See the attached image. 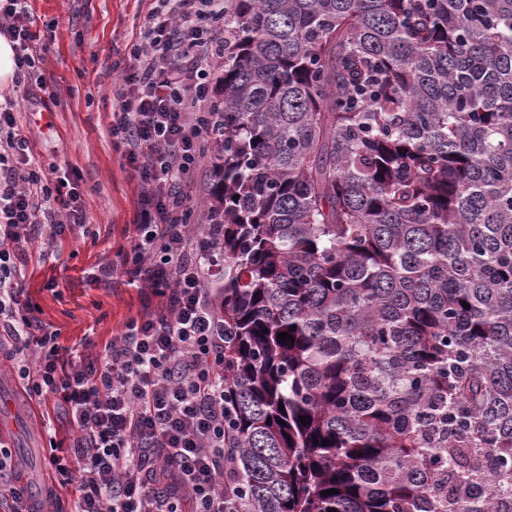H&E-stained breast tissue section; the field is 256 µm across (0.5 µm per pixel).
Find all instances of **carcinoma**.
<instances>
[{
  "label": "carcinoma",
  "instance_id": "1",
  "mask_svg": "<svg viewBox=\"0 0 512 512\" xmlns=\"http://www.w3.org/2000/svg\"><path fill=\"white\" fill-rule=\"evenodd\" d=\"M215 92L224 512H512V0H224Z\"/></svg>",
  "mask_w": 512,
  "mask_h": 512
}]
</instances>
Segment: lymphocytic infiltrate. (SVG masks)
Segmentation results:
<instances>
[{
    "mask_svg": "<svg viewBox=\"0 0 512 512\" xmlns=\"http://www.w3.org/2000/svg\"><path fill=\"white\" fill-rule=\"evenodd\" d=\"M30 22L27 0H0L21 84L51 51ZM223 26L224 0H150L112 91L109 129L139 177L125 264L144 299L95 358L60 347L20 262L27 246L86 224L83 194L69 168L36 160L14 103L0 105V367L73 430L48 439L40 500L0 444L7 512H60L65 492L69 512H224V226L215 213L186 220L203 147L223 134L220 114L203 107Z\"/></svg>",
    "mask_w": 512,
    "mask_h": 512,
    "instance_id": "lymphocytic-infiltrate-1",
    "label": "lymphocytic infiltrate"
}]
</instances>
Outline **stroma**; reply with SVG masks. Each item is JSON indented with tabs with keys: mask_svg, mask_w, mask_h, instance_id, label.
Returning a JSON list of instances; mask_svg holds the SVG:
<instances>
[{
	"mask_svg": "<svg viewBox=\"0 0 512 512\" xmlns=\"http://www.w3.org/2000/svg\"><path fill=\"white\" fill-rule=\"evenodd\" d=\"M35 41L54 36L53 53L38 73L47 92L12 99L17 119L30 131L43 164H69L84 194L88 223L65 231L60 243L36 244L25 258L26 286L43 319L60 332L62 345L91 340L102 350L142 308V298L125 273L123 257L136 221L137 178L133 165L108 132L112 88L121 79L127 44L138 35L148 0H30ZM112 263L110 287L88 278L90 268ZM22 387L0 380V433L23 449L25 475L33 493L47 480L37 403L19 410Z\"/></svg>",
	"mask_w": 512,
	"mask_h": 512,
	"instance_id": "stroma-1",
	"label": "stroma"
}]
</instances>
